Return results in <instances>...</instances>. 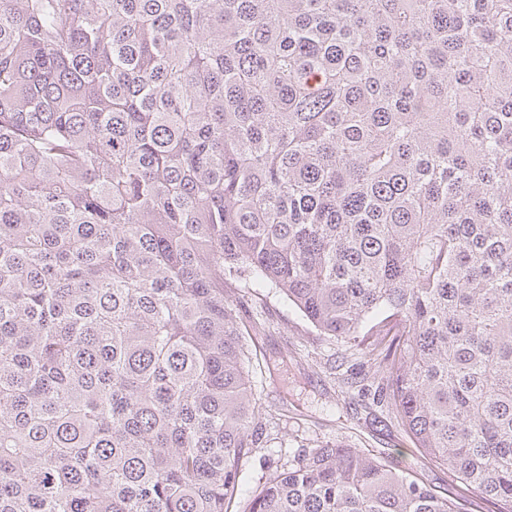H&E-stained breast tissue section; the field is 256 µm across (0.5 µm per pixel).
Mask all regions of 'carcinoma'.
<instances>
[{"label": "carcinoma", "mask_w": 512, "mask_h": 512, "mask_svg": "<svg viewBox=\"0 0 512 512\" xmlns=\"http://www.w3.org/2000/svg\"><path fill=\"white\" fill-rule=\"evenodd\" d=\"M512 512V0H0V512H228L241 292ZM244 512H461L302 448Z\"/></svg>", "instance_id": "obj_1"}]
</instances>
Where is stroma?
<instances>
[{
  "label": "stroma",
  "instance_id": "obj_1",
  "mask_svg": "<svg viewBox=\"0 0 512 512\" xmlns=\"http://www.w3.org/2000/svg\"><path fill=\"white\" fill-rule=\"evenodd\" d=\"M268 324L253 333L251 349L265 372L253 378L260 403L285 408L281 433L268 447L257 449L244 473L246 494L259 489L268 469L293 461L301 448L324 443H344L376 453L390 449V462L412 468L424 484L447 492L449 497L472 501L477 512H493L491 503L453 483L446 468L426 462L380 409L358 408L347 413L344 394L323 361L333 358L338 344L326 342L306 321L276 295L266 300Z\"/></svg>",
  "mask_w": 512,
  "mask_h": 512
}]
</instances>
